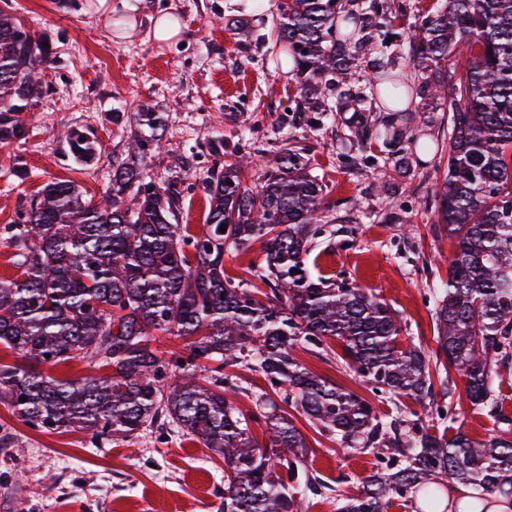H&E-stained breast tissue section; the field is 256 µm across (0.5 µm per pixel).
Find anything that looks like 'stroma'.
Masks as SVG:
<instances>
[{"label":"stroma","mask_w":512,"mask_h":512,"mask_svg":"<svg viewBox=\"0 0 512 512\" xmlns=\"http://www.w3.org/2000/svg\"><path fill=\"white\" fill-rule=\"evenodd\" d=\"M441 0H385L382 31L394 42ZM282 0H9L11 12L55 50L48 85L28 139L0 146V280L20 277L8 245L18 212L52 180H71L98 197L109 191L112 160L126 151L131 127L114 113L145 107L163 119L162 146L142 161L159 182L185 174L178 222L201 235L209 204L204 189L218 158L216 142L273 162L297 154L324 186L321 232L304 267L314 278L346 281L376 295L401 319V348H434V300L448 279L453 245L435 234L431 189L448 159V114L411 97L399 114L368 113L378 132L356 139L359 113L337 110L328 96L303 107L300 80L278 65L269 32ZM176 17L181 33L153 36L155 19ZM246 18L250 36L214 27L216 18ZM89 129L100 153L78 163L62 133ZM396 145H387L388 136ZM334 339L301 343L296 356L310 372L369 398L378 418L400 436L420 429L450 439L462 432L486 442L512 431V357L499 362L484 404L466 397L457 372L431 366L432 394L415 401L375 396L341 360ZM294 423L311 449L316 479L306 512H336L391 449L350 447ZM0 512H223L224 459L165 420L130 438L95 440L80 431L41 433L0 404Z\"/></svg>","instance_id":"1"}]
</instances>
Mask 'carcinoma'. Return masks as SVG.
<instances>
[{"label":"carcinoma","mask_w":512,"mask_h":512,"mask_svg":"<svg viewBox=\"0 0 512 512\" xmlns=\"http://www.w3.org/2000/svg\"><path fill=\"white\" fill-rule=\"evenodd\" d=\"M342 9L343 0H290L271 30L275 46L297 66L301 91L320 95L332 85L328 76L346 78L362 55L380 78L348 94L347 104L357 112L375 99L397 107L412 87L393 70L401 54L380 38V10ZM22 26L0 9V143L27 137L43 67L54 61L47 39L20 37ZM408 46L425 72L417 95L445 107L449 122L447 165L432 197L434 224L455 252L436 296L434 350L400 348L401 321L377 297L305 273L323 195L291 155L258 184L244 177L254 158L230 156L205 183L206 231L181 234L182 178L154 182L132 163L161 147V118L135 112L140 131L125 157L112 158L110 192L96 200L72 180L49 182L19 213L9 246L23 273L0 280V345L26 364H0V403L39 432L73 428L95 438L131 437L162 418L224 457V512H304L310 449L288 410L269 400L249 414L235 405L241 372L255 371L320 431L398 450L337 512H388L396 496L418 499V512H438L451 484L512 502V438L485 445L460 432L442 443L424 433L401 452L367 399L294 355L302 339L317 346L337 338L373 392L418 401L431 390L433 358L460 372L479 403L512 348V0H445L414 26ZM65 140L77 161L95 158L92 133L73 127ZM256 239L265 255L252 273L259 283H231L224 249ZM260 283L269 288L262 300ZM159 333L191 339L188 356L158 355ZM71 360L112 372L59 379L36 369ZM252 422L263 424V448Z\"/></svg>","instance_id":"1"}]
</instances>
